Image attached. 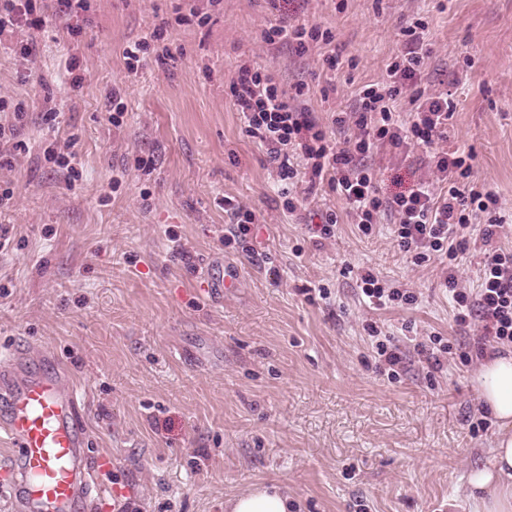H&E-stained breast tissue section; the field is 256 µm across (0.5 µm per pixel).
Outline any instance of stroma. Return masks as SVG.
Segmentation results:
<instances>
[{"mask_svg": "<svg viewBox=\"0 0 512 512\" xmlns=\"http://www.w3.org/2000/svg\"><path fill=\"white\" fill-rule=\"evenodd\" d=\"M193 5L207 0H90L81 33L36 32L28 65L0 54V98L27 107L26 148L0 170L15 187L0 208V357L23 345L69 372L89 453L112 459L97 479L124 487L132 512H224L225 497L262 484L286 489L297 512H471L468 473L497 432L474 380L477 328L456 323L438 263L399 249L393 215L362 235L324 180L290 185L299 204L284 210L230 85L242 64L268 70L305 85L328 119L380 81L403 49L398 26L422 20L420 86L455 104L433 148L468 155L510 216L512 0H221L204 25L188 20ZM283 21L334 40L303 55L266 45ZM157 28L170 55L128 73L125 48ZM52 141L70 145L76 180L45 160ZM373 164L384 196L428 174L411 145ZM231 202L254 214L246 236L231 234ZM331 214L336 233L321 238ZM211 260L241 272L220 302L196 291ZM363 267L416 304L373 308ZM371 322L404 353L396 380L378 371ZM433 333L451 346L439 369L416 349Z\"/></svg>", "mask_w": 512, "mask_h": 512, "instance_id": "1", "label": "stroma"}]
</instances>
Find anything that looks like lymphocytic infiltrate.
Wrapping results in <instances>:
<instances>
[{
    "label": "lymphocytic infiltrate",
    "mask_w": 512,
    "mask_h": 512,
    "mask_svg": "<svg viewBox=\"0 0 512 512\" xmlns=\"http://www.w3.org/2000/svg\"><path fill=\"white\" fill-rule=\"evenodd\" d=\"M88 9V0H0V53L29 58L33 42L27 32L54 22L79 33V22ZM399 33L406 39L405 51L387 65L380 82L359 90L354 114L335 111L328 122H320L271 73L248 64L240 66L230 85L234 104L247 135L264 148L280 180L296 178L297 171L289 163L290 155L296 154L305 160L311 178L328 180L336 189L363 234L372 233L381 213L394 214L399 248L417 265L438 260L455 303V320L462 325L478 323L480 350L511 345L512 252L491 243L506 222L497 196L475 183L465 158L453 153L430 156L436 181H421L408 193L391 198L380 197L372 169L362 162L364 156L386 145L431 147L442 138L451 114L447 99L425 96L418 85L424 51L415 25L400 26ZM401 99L410 105L404 117L395 110ZM349 124L355 127V135L346 147H337L330 140L329 127ZM479 218L484 221L480 284L471 296L458 288L457 259L466 247L461 231ZM357 281L371 305L417 301L407 289L386 287L372 269H358Z\"/></svg>",
    "instance_id": "obj_1"
}]
</instances>
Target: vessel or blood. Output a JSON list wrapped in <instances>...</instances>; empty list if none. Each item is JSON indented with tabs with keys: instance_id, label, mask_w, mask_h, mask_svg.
<instances>
[{
	"instance_id": "b4317fda",
	"label": "vessel or blood",
	"mask_w": 512,
	"mask_h": 512,
	"mask_svg": "<svg viewBox=\"0 0 512 512\" xmlns=\"http://www.w3.org/2000/svg\"><path fill=\"white\" fill-rule=\"evenodd\" d=\"M203 279L205 293L216 298L236 287L240 273L216 263ZM0 434L12 460L0 470V484L10 489L15 512H84L91 498L121 493L94 482L105 463L88 453L76 383L64 371L33 365L24 347L0 362Z\"/></svg>"
}]
</instances>
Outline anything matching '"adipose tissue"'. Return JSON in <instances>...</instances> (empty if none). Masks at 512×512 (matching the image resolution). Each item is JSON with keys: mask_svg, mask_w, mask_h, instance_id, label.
I'll return each instance as SVG.
<instances>
[{"mask_svg": "<svg viewBox=\"0 0 512 512\" xmlns=\"http://www.w3.org/2000/svg\"><path fill=\"white\" fill-rule=\"evenodd\" d=\"M476 380L498 433L489 464L470 473L467 495L477 512H512V349L486 358ZM224 512H295V502L280 487L263 486L225 498Z\"/></svg>", "mask_w": 512, "mask_h": 512, "instance_id": "obj_1", "label": "adipose tissue"}]
</instances>
